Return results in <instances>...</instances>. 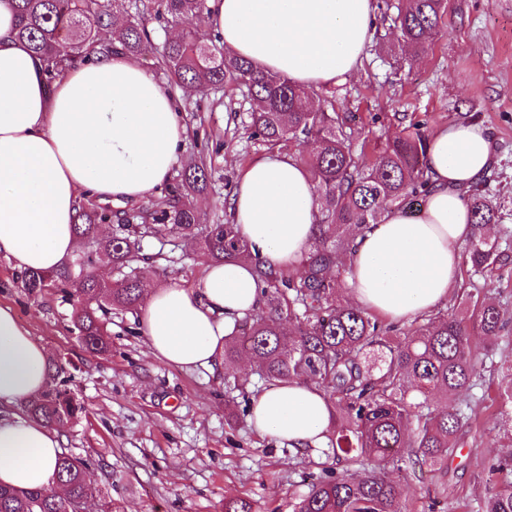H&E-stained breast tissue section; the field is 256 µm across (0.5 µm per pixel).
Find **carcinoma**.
Listing matches in <instances>:
<instances>
[{
	"label": "carcinoma",
	"instance_id": "1",
	"mask_svg": "<svg viewBox=\"0 0 512 512\" xmlns=\"http://www.w3.org/2000/svg\"><path fill=\"white\" fill-rule=\"evenodd\" d=\"M116 2L15 0L16 36L45 60L52 80L77 62L116 47L127 54L144 53L151 46L148 20H202L207 11V0H131L127 9L132 21L106 42L100 30L111 25ZM446 15L447 0H404L391 15L398 47L419 55ZM154 65L171 89L250 96L252 137L270 151L295 156L308 170L320 204L311 247L300 267L288 271L256 265L263 312L238 323L224 344V361L247 356L251 371L270 385L288 380L314 385L334 410L327 457L336 459V467L323 470L293 512H402V489L386 470H399L408 459L432 469L444 465L463 446L484 401L475 390L494 375L495 366L474 360L471 337L512 343V310L480 296L486 281L512 279V227H502L494 238L484 232L485 226L502 220L490 201V181L468 190L475 232L463 255L471 288L465 317L439 313L415 334L395 339L392 327L346 301L348 230L377 222L390 207L412 208L421 202L430 188L425 135L418 130L399 135L375 146L373 155L358 156L351 125L313 104L311 90L285 75L256 69L227 50L221 38L195 29L167 40ZM206 183L202 158L184 168L172 194L135 215H124L105 240L98 238V230L112 223V210L81 202L76 234L100 246L119 279L110 288L103 285L87 255L49 274L25 271L22 287L37 297L44 277L50 276L71 306L79 343L93 352L106 351L108 336L97 312L136 307L143 285L129 267L144 257V239L178 234L214 262L247 256L235 224L199 223L189 195ZM134 219L142 223L131 224ZM285 320L294 324L290 336L283 335ZM435 393L453 397L456 404L431 408L429 396ZM82 410L54 375L24 406L27 416L55 428L77 419ZM363 459L372 462L371 470L353 471ZM491 469L508 480L490 493L482 512H512V461H494ZM56 477L64 486L59 496L38 488L0 486V512H79L80 501L95 491L86 464L63 451Z\"/></svg>",
	"mask_w": 512,
	"mask_h": 512
}]
</instances>
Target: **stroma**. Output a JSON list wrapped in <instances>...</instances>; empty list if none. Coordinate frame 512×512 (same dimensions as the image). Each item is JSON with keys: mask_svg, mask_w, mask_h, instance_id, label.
Masks as SVG:
<instances>
[{"mask_svg": "<svg viewBox=\"0 0 512 512\" xmlns=\"http://www.w3.org/2000/svg\"><path fill=\"white\" fill-rule=\"evenodd\" d=\"M395 36L377 19L359 71L334 90H315L325 107L355 117L358 139L382 142L421 127L433 133L455 121L488 128L495 140L494 193L512 200V0H448V14L427 52L410 61L389 53ZM178 110L186 138L177 162L205 157L211 170L193 203L201 223L221 224L230 214L240 168L264 154L246 125L249 100L216 102L184 96ZM146 261L137 274L154 284L193 283L202 254L187 240L146 239ZM0 305L10 306L47 349L66 366L64 378L83 411L67 424L61 445L81 458L97 492L90 512H224L229 498H243L252 512H293L326 456L259 437L248 422L250 401L264 389L249 375L240 390H226L233 364L184 370L153 357L137 313L106 315L109 348H82L59 290L32 298L21 271L0 257ZM492 407L480 430L438 470L407 464L392 477L402 487L404 512H479L499 475L488 463L512 454L507 410L496 384L485 387Z\"/></svg>", "mask_w": 512, "mask_h": 512, "instance_id": "stroma-1", "label": "stroma"}]
</instances>
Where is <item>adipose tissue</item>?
Segmentation results:
<instances>
[{
  "label": "adipose tissue",
  "instance_id": "adipose-tissue-1",
  "mask_svg": "<svg viewBox=\"0 0 512 512\" xmlns=\"http://www.w3.org/2000/svg\"><path fill=\"white\" fill-rule=\"evenodd\" d=\"M14 0H0V254L23 270L53 271L79 249L74 229L87 199L151 195L170 176L186 129L174 97L128 54L95 56L48 80L43 61L14 35ZM207 24L258 70L315 89L356 73L372 34L375 0H208ZM496 161L481 125L451 122L430 138V191L417 212L389 208L356 233L348 282L356 306L409 320L448 297L474 233L466 192ZM249 258L205 263L190 284L147 289L140 323L152 355L182 369H211L236 321L262 305L256 263L300 266L319 212L307 169L288 154L244 166L230 201ZM48 352L0 306V408L36 396ZM323 393L291 380L263 389L249 422L299 449L328 441ZM59 432L0 416V483L58 491Z\"/></svg>",
  "mask_w": 512,
  "mask_h": 512
}]
</instances>
